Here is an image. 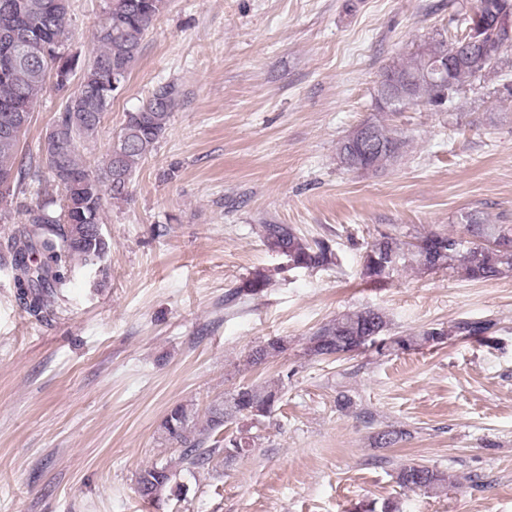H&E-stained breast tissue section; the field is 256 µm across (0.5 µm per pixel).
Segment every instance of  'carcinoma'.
<instances>
[{"instance_id": "cac0c4a2", "label": "carcinoma", "mask_w": 512, "mask_h": 512, "mask_svg": "<svg viewBox=\"0 0 512 512\" xmlns=\"http://www.w3.org/2000/svg\"><path fill=\"white\" fill-rule=\"evenodd\" d=\"M168 0H105L102 18L93 32L95 50L87 59L69 54L68 0H0V118L7 112H32L46 88L47 78L63 72L67 84L78 80L64 108L54 121L58 138L41 148V165L63 191L58 207L51 202H32L25 209V222L7 238L0 261L13 273L19 303L37 320L50 313L68 271L75 261L95 266L105 258L110 245L90 229L103 224L106 200L121 203L129 196L134 174L155 150L170 125L180 90L176 83L158 86L134 111L125 115L117 136L118 144L102 156L94 168L86 165L82 151L96 138L103 118L120 93L137 61L143 41ZM484 4L487 23L483 42L471 51L472 38L465 19L443 40L419 45L405 58L383 68L382 75L412 79L416 104L443 105L441 90L427 79L431 61L445 54L458 56L447 88L451 102L466 86L487 77L498 63L501 38L496 26L512 23V0H478ZM38 31V57L17 61L15 43L23 32ZM373 143L366 164L370 171H385L403 155L409 140L378 121L371 122ZM20 139L0 140V178L9 176L12 185L0 190V221L6 219L11 198L30 181L39 179V168L19 151ZM459 234L429 232L406 242L396 234H382L367 244L361 259L360 276L368 284L387 282L399 268L419 273L447 271L464 280L487 282L512 274V225L488 224L475 211L456 217ZM264 244L288 258L290 270H316L337 263L329 239L309 240L286 224H262ZM270 274L253 273L243 290L258 294L269 284ZM494 327L489 320L463 319L452 329L429 327L417 333L390 336V320L380 309L349 310L319 327L307 338L319 356H345L370 348L381 356L438 348L452 336L484 341ZM288 351V341L271 337L251 348L246 362L255 366ZM284 385L240 386L213 401L200 422L193 408L178 404L163 418L160 430L165 441L181 448L175 460L154 462L136 478L139 494L148 501L163 496L180 497L187 492L177 481L180 472L193 473L220 457L229 463L258 445L265 419L281 408ZM247 420L244 427L240 422ZM412 434L404 428L377 431L373 444L393 448L406 443ZM398 484L410 490H437L448 485V477L434 467L409 463L397 472Z\"/></svg>"}]
</instances>
